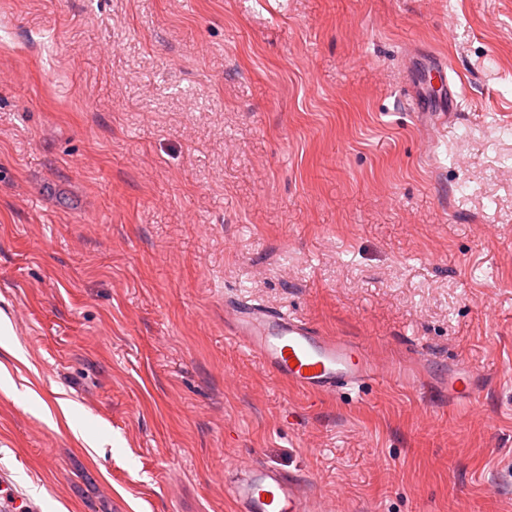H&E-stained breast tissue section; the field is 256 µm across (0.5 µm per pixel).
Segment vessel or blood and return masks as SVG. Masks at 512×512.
<instances>
[{"label":"vessel or blood","mask_w":512,"mask_h":512,"mask_svg":"<svg viewBox=\"0 0 512 512\" xmlns=\"http://www.w3.org/2000/svg\"><path fill=\"white\" fill-rule=\"evenodd\" d=\"M450 68V61L443 59L431 69L442 89L441 104L431 119L441 126L458 110L459 87ZM224 331L277 380L306 395L334 396L380 382L416 386L430 378L426 359L414 356L407 365L383 371L365 344L326 335L307 320L256 300H225ZM438 386L462 407L472 406L486 390L483 374L459 360L449 362ZM227 496L234 512H323L299 479L271 467H253L246 478L230 483ZM0 512H40L4 468L0 469Z\"/></svg>","instance_id":"b4317fda"}]
</instances>
